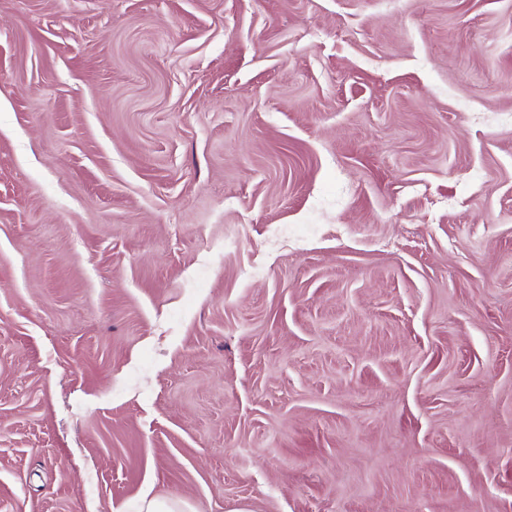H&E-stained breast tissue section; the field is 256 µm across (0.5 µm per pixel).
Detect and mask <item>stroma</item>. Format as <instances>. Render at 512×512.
<instances>
[{
    "label": "stroma",
    "instance_id": "35a3bbf8",
    "mask_svg": "<svg viewBox=\"0 0 512 512\" xmlns=\"http://www.w3.org/2000/svg\"><path fill=\"white\" fill-rule=\"evenodd\" d=\"M512 512V0H0V512ZM140 512H191L187 503L177 497L144 491L141 497Z\"/></svg>",
    "mask_w": 512,
    "mask_h": 512
}]
</instances>
